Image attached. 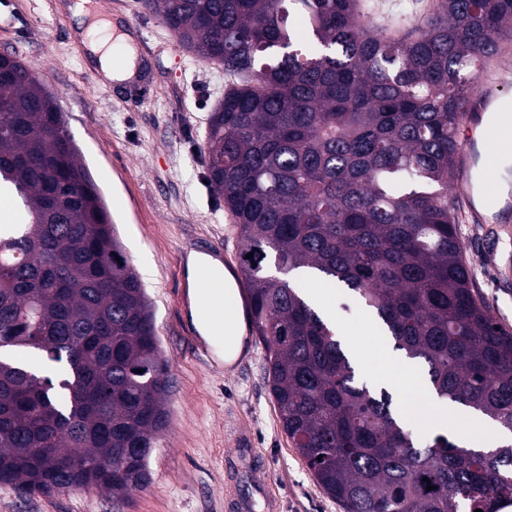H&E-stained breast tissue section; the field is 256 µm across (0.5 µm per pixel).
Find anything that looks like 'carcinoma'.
I'll return each mask as SVG.
<instances>
[{
	"instance_id": "cac0c4a2",
	"label": "carcinoma",
	"mask_w": 512,
	"mask_h": 512,
	"mask_svg": "<svg viewBox=\"0 0 512 512\" xmlns=\"http://www.w3.org/2000/svg\"><path fill=\"white\" fill-rule=\"evenodd\" d=\"M145 5L236 78L209 118L208 181L242 243L282 429L319 487L344 512H501L512 442H417L291 274L347 289L437 398L512 434V333L474 294L448 197L455 130L482 58L512 38V0H439L397 39L372 32L357 0ZM0 70L13 73L0 79V186L23 209L0 224V341L60 368L0 360V483L141 488L172 388L155 311L54 96L16 57ZM76 460L91 467L67 470Z\"/></svg>"
}]
</instances>
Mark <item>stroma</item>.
Returning <instances> with one entry per match:
<instances>
[{"mask_svg":"<svg viewBox=\"0 0 512 512\" xmlns=\"http://www.w3.org/2000/svg\"><path fill=\"white\" fill-rule=\"evenodd\" d=\"M73 0H0V53L22 46L20 60L55 96L69 134L104 195L112 219L156 313V332L173 389L169 425L149 458V481L115 494L78 487L18 493L0 484V512H343L316 483L283 432L267 386L264 344L245 336L225 366L195 352L180 306L182 254L224 247V269L239 270L241 245L221 201L206 183L208 115L224 98V69L194 60L144 0H102L113 23L147 27L137 59L147 61V101L133 99L88 58ZM463 260L493 317L512 332V222L491 229L463 215ZM347 328L342 346L368 357L388 346L374 317L349 293L321 289Z\"/></svg>","mask_w":512,"mask_h":512,"instance_id":"obj_1","label":"stroma"}]
</instances>
